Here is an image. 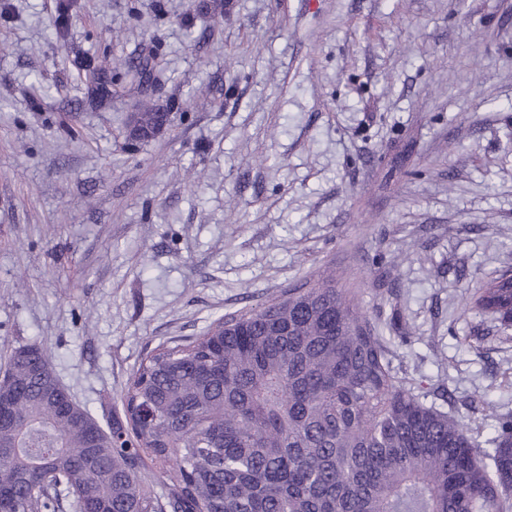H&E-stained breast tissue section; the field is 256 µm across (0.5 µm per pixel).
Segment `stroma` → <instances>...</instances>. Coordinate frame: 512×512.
<instances>
[{"mask_svg":"<svg viewBox=\"0 0 512 512\" xmlns=\"http://www.w3.org/2000/svg\"><path fill=\"white\" fill-rule=\"evenodd\" d=\"M0 42V366L48 348L103 422L158 346L332 275L426 404L512 409L473 307L512 270V0H0ZM106 66L109 69H112L113 77L123 78L134 73L140 74L142 71L146 70L148 67V61L136 64L131 60L116 59L107 61ZM106 66L100 65L99 67H93L91 71H105Z\"/></svg>","mask_w":512,"mask_h":512,"instance_id":"obj_1","label":"stroma"}]
</instances>
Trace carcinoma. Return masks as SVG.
<instances>
[{
	"label": "carcinoma",
	"mask_w": 512,
	"mask_h": 512,
	"mask_svg": "<svg viewBox=\"0 0 512 512\" xmlns=\"http://www.w3.org/2000/svg\"><path fill=\"white\" fill-rule=\"evenodd\" d=\"M123 78L148 63L116 59ZM512 327V273L475 298ZM0 422V512H512V411L490 436L426 405L336 280L317 278L144 359L102 427L16 350ZM159 464L162 492L140 475Z\"/></svg>",
	"instance_id": "cac0c4a2"
}]
</instances>
